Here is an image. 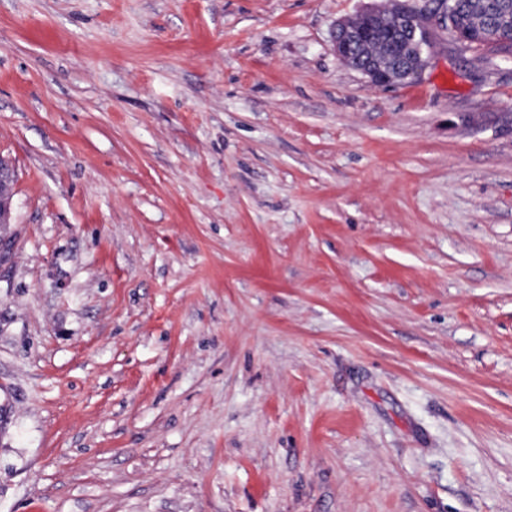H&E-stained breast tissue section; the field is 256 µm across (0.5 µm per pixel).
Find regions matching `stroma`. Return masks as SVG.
<instances>
[{
  "label": "stroma",
  "mask_w": 512,
  "mask_h": 512,
  "mask_svg": "<svg viewBox=\"0 0 512 512\" xmlns=\"http://www.w3.org/2000/svg\"><path fill=\"white\" fill-rule=\"evenodd\" d=\"M384 0H0V512H512V61ZM414 0H393L390 9L367 8L356 16L342 19L335 25L333 45L336 55L348 66L361 72L369 83L376 87H389L402 82L404 70L413 78L420 76L430 62L428 43L433 40L431 20L436 18L450 37L458 44L466 47L471 41L462 37L451 17L456 16V26L475 31L495 33L500 27L512 29L511 5L505 13L501 3L490 8L487 4L498 2L488 0H436V6L426 13L418 9ZM455 4V5H454ZM399 30L403 35L406 48L410 52L408 66L395 67L387 63L361 62L357 59L358 49L368 46L380 48L384 46L383 37L387 33ZM15 175L11 165L0 158V244L6 241L2 231L12 224Z\"/></svg>",
  "instance_id": "35a3bbf8"
}]
</instances>
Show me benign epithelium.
Masks as SVG:
<instances>
[{
	"mask_svg": "<svg viewBox=\"0 0 512 512\" xmlns=\"http://www.w3.org/2000/svg\"><path fill=\"white\" fill-rule=\"evenodd\" d=\"M453 0H436V6L425 12L413 0H392V7L367 8L356 16L342 19L335 25L333 45L336 55L348 66L361 72L376 87H389L403 79V72L415 78L420 76L430 62L428 43L433 40L431 20H437L450 37L466 47L471 40L460 35L451 17ZM399 30L410 52L408 66L387 63L362 62L357 59L358 49L364 46L381 48L387 33ZM15 175L11 165L0 158V232L12 223Z\"/></svg>",
	"mask_w": 512,
	"mask_h": 512,
	"instance_id": "7a95c632",
	"label": "benign epithelium"
}]
</instances>
